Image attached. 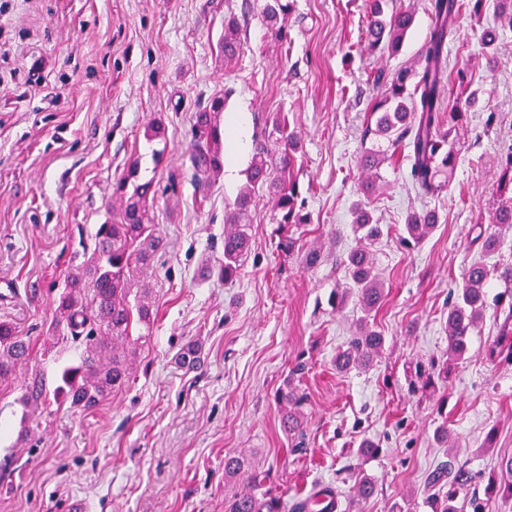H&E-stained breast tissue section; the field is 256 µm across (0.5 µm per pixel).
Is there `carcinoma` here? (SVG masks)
I'll list each match as a JSON object with an SVG mask.
<instances>
[{"label": "carcinoma", "mask_w": 512, "mask_h": 512, "mask_svg": "<svg viewBox=\"0 0 512 512\" xmlns=\"http://www.w3.org/2000/svg\"><path fill=\"white\" fill-rule=\"evenodd\" d=\"M365 42L372 53L397 56L415 16L408 9L396 8L393 0H367ZM487 0H430L429 34L416 58L387 73L373 75L375 99L366 133L382 138L397 149H409L410 175L420 195L428 197L449 186L458 162L457 142L460 128L476 102V92L453 97L446 83L448 39L455 19L463 10L481 19ZM295 0H265L259 11V22L281 42L288 41V19ZM495 11L502 28L512 29V0H495ZM241 25L230 16L224 20V36L219 43L224 62L232 61L242 46ZM226 98H215L209 106L195 112L192 126L194 144L190 162L199 186L211 183L224 170V125L221 115ZM299 150L297 135L288 130V120L276 115L271 128L256 141L255 152L247 168V183L236 198L234 207L224 215V260L218 265V275L228 283L239 274L251 249L249 224L245 221L251 205L259 195L275 201L280 213L276 219L279 240L277 250L294 252L297 239L292 228L310 223L305 213L306 198L301 196L293 167ZM388 159L387 153L370 148L363 151L361 163L369 177L362 186L366 199L352 207L353 224L361 235L360 245L337 259L357 288L359 302L370 315L385 297L382 282L374 274L368 243L382 236L374 220L367 197L376 189L378 169ZM498 163V199L491 217L493 224L512 226V146L500 152ZM139 171L134 166L117 183L113 197L121 201L117 221L98 225L92 245H82L87 258L69 272L64 288L55 298V327L65 325L68 339L80 350L78 358L64 366L53 390L54 397L73 409L90 410L109 395L129 386L134 372L136 344L149 340L139 336L130 340L133 323L150 328L153 322L152 288L141 284L138 275L164 251V242L155 229L154 215L146 205L152 183L137 182ZM439 223L431 209L411 210L405 219L406 237L402 242L418 244ZM506 288L495 298L497 334L490 354L512 365V265L493 267L484 262L471 264L465 272L457 297L448 305V360L431 363L429 372L419 373L422 386H435L448 380V361L461 359L468 351L470 338L488 307L486 291L491 272ZM384 347V337L367 320H362L346 349L336 356V369H366ZM32 351L27 337L18 335L14 324L0 321V380L8 378L15 367ZM175 360L194 370L200 365L199 347L187 342L178 349ZM305 366L297 364L292 378L277 391L276 401L281 422L292 451L303 448L306 435L304 406L307 395L295 382V376ZM46 398L42 382L27 387L21 401L28 410L31 427L38 426L39 405ZM224 476L244 482L246 489L233 494L224 502V512H350L357 504L368 500L375 492L370 478L357 475L348 488L347 503L341 502L342 492L332 485H322L304 497L293 500L271 486L267 472L245 468L239 457L224 459ZM474 478L466 463L450 456L429 473L426 487L427 507L431 512H464L456 506L459 489ZM485 494L492 498L512 499V459L502 465L499 478L490 481Z\"/></svg>", "instance_id": "cac0c4a2"}]
</instances>
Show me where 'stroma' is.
I'll return each instance as SVG.
<instances>
[{
    "label": "stroma",
    "instance_id": "1",
    "mask_svg": "<svg viewBox=\"0 0 512 512\" xmlns=\"http://www.w3.org/2000/svg\"><path fill=\"white\" fill-rule=\"evenodd\" d=\"M263 0H10L0 13V319L30 338L32 353L0 382V512H67L80 498L86 512H224L241 483L224 480V459L244 456L270 471L286 497L336 483L345 470L376 486L363 512H428L424 480L457 456L483 478L512 458V365L490 358L497 329L486 311L470 349L433 392H412L419 365L448 350V301L471 263L512 262V229L490 223L496 203L495 157L512 143V31L481 54L482 21L462 14L448 47L447 75L466 69L478 102L469 140L449 186L424 197L410 177L407 149L380 169L371 208L383 228L374 245L385 288L372 322L381 356L366 371L336 369L355 332V297L331 301L345 278L336 257L356 246L351 207L366 177L360 164L374 94L369 78L415 57L430 23L429 0H396L415 21L401 53L364 49L365 0H297L288 40L279 42L256 15ZM248 21L232 64L218 49L227 15ZM227 94L225 117L244 114L249 140L285 113L301 149L295 167L310 223L300 242L324 260L307 268L300 255L277 254L274 204L260 197L249 213L251 251L236 281L213 268L224 258V213L246 184L252 153L225 147L235 181L197 188L189 160L198 107ZM166 144L153 164L150 127ZM139 165L153 180L156 231L166 249L146 271L154 290L151 340L134 365L132 384L82 411L47 397L40 425L28 430L21 391L71 362L72 343L53 340L52 299L79 241L112 218V187ZM440 218L419 246L402 242L413 208ZM485 224L501 239L499 256H482L469 233ZM201 346L189 371L175 354ZM308 394L306 449L296 454L275 401L297 362ZM447 426L450 443L434 440ZM493 445H486L488 431ZM379 441L359 457L362 439Z\"/></svg>",
    "mask_w": 512,
    "mask_h": 512
}]
</instances>
